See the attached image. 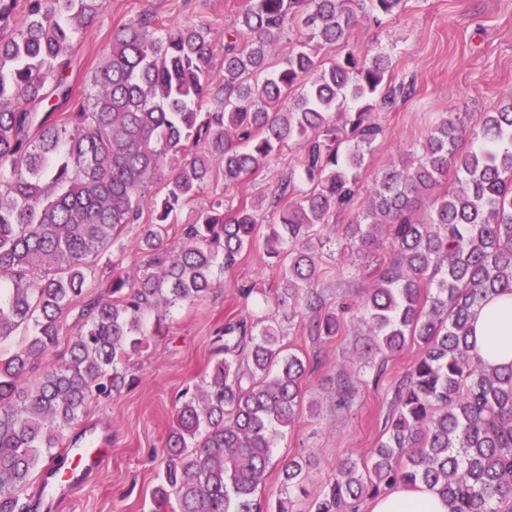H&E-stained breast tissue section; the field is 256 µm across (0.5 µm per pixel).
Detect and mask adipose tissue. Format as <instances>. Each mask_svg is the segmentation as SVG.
Masks as SVG:
<instances>
[{"instance_id":"obj_1","label":"adipose tissue","mask_w":512,"mask_h":512,"mask_svg":"<svg viewBox=\"0 0 512 512\" xmlns=\"http://www.w3.org/2000/svg\"><path fill=\"white\" fill-rule=\"evenodd\" d=\"M471 340L486 367L512 365V293L493 296L474 311ZM370 512H448L447 504L427 486H395L378 496Z\"/></svg>"}]
</instances>
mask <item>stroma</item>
I'll list each match as a JSON object with an SVG mask.
<instances>
[{
	"label": "stroma",
	"mask_w": 512,
	"mask_h": 512,
	"mask_svg": "<svg viewBox=\"0 0 512 512\" xmlns=\"http://www.w3.org/2000/svg\"><path fill=\"white\" fill-rule=\"evenodd\" d=\"M246 0H108L99 18L87 29L72 58L71 79L77 93L90 89L88 77L109 43L115 28L143 11L156 13L165 27L176 29L198 23L223 32ZM349 45L362 55L386 53L395 80L414 81L416 92L395 109L380 114L385 135L367 155L361 171L360 202H367L374 180L384 166L400 161L408 144L423 140L432 125L449 113L488 112L512 92V0H403L396 14L376 22L361 17L352 27ZM300 148L289 142L269 164L225 187L214 174L192 200L183 204L174 220L191 224L217 199L236 207L257 203L266 223H276L279 207L273 202L277 180L294 168ZM151 215L123 228L122 250L96 260L88 293L108 295L113 269L136 278L145 263L135 243ZM346 240L333 236L318 254L319 283L326 307L340 309L358 300L369 284L365 260L355 257L352 274L338 270L345 261ZM280 270L270 264L262 242L243 252L235 266L225 270L208 297L193 306L171 308L149 348L131 357L129 367L139 382L105 404H91L74 425L73 434L106 441L108 466L89 475L69 496H56L43 478L29 489L38 498V512H150L151 494L158 478V462L172 425L176 396L201 381L216 357V336L232 317L256 318L257 308L241 290L258 285L267 296L280 286ZM341 334L325 340L310 335L301 319L284 326L283 344L309 363L303 382L306 408L276 441L271 464L260 488L261 499L281 491L282 466L299 455L309 457L304 484L316 492L344 458L358 461L371 456L385 437L396 385L421 355L410 342L399 352L364 354L365 327L344 315ZM384 363L386 375L373 383L366 363ZM346 376L356 386L349 407L336 406V378Z\"/></svg>",
	"instance_id": "obj_1"
}]
</instances>
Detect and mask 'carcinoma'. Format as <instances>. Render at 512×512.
I'll list each match as a JSON object with an SVG mask.
<instances>
[{"instance_id":"carcinoma-1","label":"carcinoma","mask_w":512,"mask_h":512,"mask_svg":"<svg viewBox=\"0 0 512 512\" xmlns=\"http://www.w3.org/2000/svg\"><path fill=\"white\" fill-rule=\"evenodd\" d=\"M401 4L247 0L222 34L167 30L147 10L112 31L91 92L62 112L72 99L64 72L106 0H0V344L22 335L0 350V512H33L25 491L43 458L90 404L134 383L127 363L150 346L148 319L158 326L168 309L206 298L262 224L257 206L217 203L178 225L173 248L178 207L215 171L228 188L298 141L308 188L292 175L278 181L275 202L288 203L263 234L281 270L274 315L224 324L211 371L175 401L153 492L158 512H293L303 457L283 466L277 498L257 497L306 374V361L283 350L279 320L309 314L325 339L342 330L318 289L323 228L355 201L383 133L376 110L413 91L392 84L388 56L348 49V35L357 12L377 19ZM295 26L305 38L271 68L272 47ZM325 46L344 48L327 67ZM474 126L478 144L464 150L463 121L441 119L339 226L377 266L359 304L367 350L413 341L422 354L395 389L385 440L368 460L339 463L309 512H358L396 483L430 487L450 512H512V367L484 369L470 340L475 307L512 293V95ZM168 159L176 173L147 196ZM450 170L457 187L445 189ZM146 211L153 221L136 247L151 271L115 272L112 298H89L92 263ZM73 311L82 326L67 358L40 367Z\"/></svg>"}]
</instances>
